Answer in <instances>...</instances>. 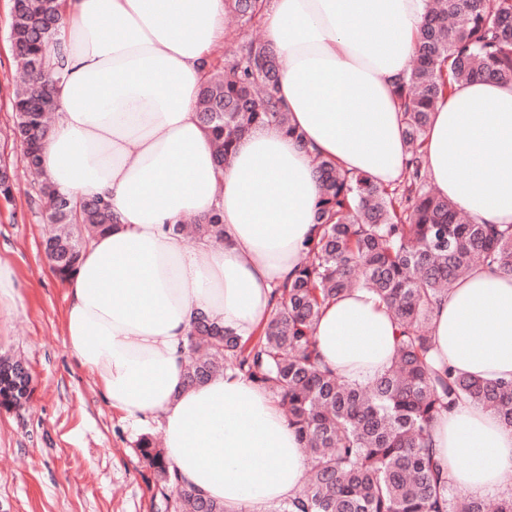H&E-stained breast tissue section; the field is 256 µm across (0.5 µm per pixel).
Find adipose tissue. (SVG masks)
Here are the masks:
<instances>
[{
	"mask_svg": "<svg viewBox=\"0 0 512 512\" xmlns=\"http://www.w3.org/2000/svg\"><path fill=\"white\" fill-rule=\"evenodd\" d=\"M428 0H268L266 36L279 96L302 141L266 124L223 168L197 112L224 0H65L49 55L61 68L41 175L74 201L106 198L116 222L83 249L66 281L67 346L124 419L163 416V451L181 486L243 512L295 497L309 458L267 391L226 374L184 383L192 320L206 312L248 336L271 317L313 232L314 159L376 184L402 174L394 99ZM425 164L438 193L480 224H512V85L463 81L440 99ZM224 213V241L186 250L172 230ZM436 362L512 380V277L478 267L431 320ZM325 365L363 385L390 367L396 326L358 287L323 309ZM431 446L453 487L501 492L512 428L469 402L438 416Z\"/></svg>",
	"mask_w": 512,
	"mask_h": 512,
	"instance_id": "adipose-tissue-1",
	"label": "adipose tissue"
}]
</instances>
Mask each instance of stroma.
Here are the masks:
<instances>
[{"label":"stroma","instance_id":"obj_1","mask_svg":"<svg viewBox=\"0 0 512 512\" xmlns=\"http://www.w3.org/2000/svg\"><path fill=\"white\" fill-rule=\"evenodd\" d=\"M9 30L10 0H0V156L14 172L13 198L0 203V257L27 286L23 306L0 315V354L25 360L33 388L26 405L0 408V512H172L173 492L137 448L141 435L161 438L159 418L123 419L66 346V288L43 250L49 227L38 179L6 140Z\"/></svg>","mask_w":512,"mask_h":512}]
</instances>
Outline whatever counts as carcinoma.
<instances>
[{"mask_svg":"<svg viewBox=\"0 0 512 512\" xmlns=\"http://www.w3.org/2000/svg\"><path fill=\"white\" fill-rule=\"evenodd\" d=\"M266 0H224L241 25L262 16ZM60 0H11L10 43L23 83L11 96L13 142L40 175V146L56 110L46 56L60 23ZM279 61L266 42L237 43L212 64L197 101L218 169L254 128L276 123L302 140L279 98ZM512 84V0H430L414 61L395 86L406 158L401 181L380 186L328 157L316 159L320 191L314 234L294 276L274 290L266 325L246 338L206 313L187 337L186 381L199 385L231 372L268 390L286 411L312 463L298 495L277 512H512V494L493 504L448 485L430 448L434 418L467 399L512 427V382H491L434 366L431 314L453 285L481 265L512 276V224H476L431 186L424 160L436 102L458 81ZM52 233L44 252L61 280L77 270L87 241L112 227L100 197L74 205L38 180ZM199 241L224 242V215L195 219ZM356 286L378 296L397 325L391 366L368 384L351 385L322 365L314 326L326 304ZM21 360L0 356V406L31 395ZM142 458L176 494L175 512H226L179 485L163 451L144 437Z\"/></svg>","mask_w":512,"mask_h":512,"instance_id":"carcinoma-1","label":"carcinoma"}]
</instances>
